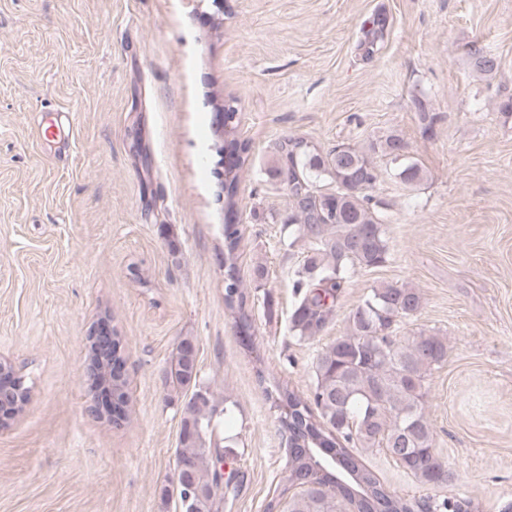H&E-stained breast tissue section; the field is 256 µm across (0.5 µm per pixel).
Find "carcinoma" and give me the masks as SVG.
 <instances>
[{
    "label": "carcinoma",
    "instance_id": "cac0c4a2",
    "mask_svg": "<svg viewBox=\"0 0 512 512\" xmlns=\"http://www.w3.org/2000/svg\"><path fill=\"white\" fill-rule=\"evenodd\" d=\"M475 68L491 75L499 68L493 55L471 49ZM408 145L395 132L365 148L338 144L322 150L294 136L276 145L270 180L286 190L284 225L306 255L293 288L298 300L289 317L294 337L310 340L332 319L336 302L351 275L384 264L389 256L386 224L368 195L379 179L374 158L399 164L402 182L420 183L419 164L407 160ZM224 305L235 314L244 336L251 324L244 305L247 288L237 275L234 253L239 231L234 224L240 171L249 161L246 141L224 140ZM326 177L330 186L320 185ZM423 294L407 284L386 283L350 311L345 331L325 346L314 363L315 384L303 397L287 385L264 387L286 442L283 486L265 512H471L465 499L437 501L406 498L385 488L349 448H377L419 482L436 487L450 479L435 452V430L426 414V383L448 359V338L419 333L407 340L397 325L417 315ZM112 355L96 364H124L123 337L112 332ZM197 345L182 338L172 353L169 375L195 391L183 406L177 457L203 497L178 501L179 512H220L224 499L240 491L239 472L221 478L224 449L212 438L221 413L209 390L197 384ZM127 380L112 375L113 424L127 418Z\"/></svg>",
    "mask_w": 512,
    "mask_h": 512
}]
</instances>
